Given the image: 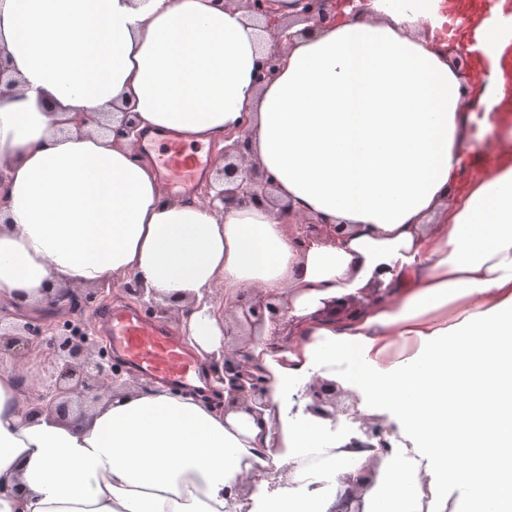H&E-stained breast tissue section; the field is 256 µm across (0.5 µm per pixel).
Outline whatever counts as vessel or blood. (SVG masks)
Listing matches in <instances>:
<instances>
[{
	"label": "vessel or blood",
	"instance_id": "vessel-or-blood-1",
	"mask_svg": "<svg viewBox=\"0 0 512 512\" xmlns=\"http://www.w3.org/2000/svg\"><path fill=\"white\" fill-rule=\"evenodd\" d=\"M159 163L171 191L182 193L195 187L208 166L201 150L161 138ZM113 346L135 369L172 382L189 381L196 361L180 341L162 325L146 322L135 310L111 308L101 317Z\"/></svg>",
	"mask_w": 512,
	"mask_h": 512
}]
</instances>
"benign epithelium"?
Wrapping results in <instances>:
<instances>
[{"label": "benign epithelium", "mask_w": 512, "mask_h": 512, "mask_svg": "<svg viewBox=\"0 0 512 512\" xmlns=\"http://www.w3.org/2000/svg\"><path fill=\"white\" fill-rule=\"evenodd\" d=\"M275 0H244L249 12L262 16L267 24L277 28L279 40H290L287 34L290 24L281 20L273 8ZM335 0H294V6L300 8V15L321 25L330 18ZM282 64L280 45H275L264 57L255 74V82L264 84L272 81L278 75ZM224 184L228 188L207 194L210 206L219 202L225 206L239 202L263 204L268 200V189L272 180L261 167L248 161L250 134L240 130L237 136L224 138ZM326 224L304 222L295 225V233L299 240L330 233ZM124 291L133 297L147 312L157 313L162 310L154 296H146L143 288L136 281L124 285ZM250 297L245 303L243 312L245 321L253 328L263 324L265 316L276 323V329L270 338V346L288 340L290 324L287 314L254 291L247 292ZM255 339L250 334L244 340L229 346L224 345V371L215 373V381L224 385L231 395L251 403L249 411L254 406H268L267 388L262 378L253 375L248 369V353L246 345ZM47 351L45 391L37 395V400L54 410L59 416L69 413L70 405L77 400L82 404L93 403L100 397V392L116 385L123 374L121 363L107 356L98 347V342L92 335L90 325L81 321L73 324L69 332L49 333L48 325L31 320L24 324H3L0 319V366L5 362L20 364L35 351ZM307 395L312 403L306 411L331 421L341 413L337 397L339 386L335 383H316L309 387ZM360 435L351 438L350 448L387 447L383 437V428L379 421L370 418L360 419L358 426ZM371 486L367 477H362L352 488L341 496L336 509L332 512H363L362 495Z\"/></svg>", "instance_id": "1"}]
</instances>
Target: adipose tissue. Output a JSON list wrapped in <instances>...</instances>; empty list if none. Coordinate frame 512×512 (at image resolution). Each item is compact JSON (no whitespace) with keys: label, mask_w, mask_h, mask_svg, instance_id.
Wrapping results in <instances>:
<instances>
[{"label":"adipose tissue","mask_w":512,"mask_h":512,"mask_svg":"<svg viewBox=\"0 0 512 512\" xmlns=\"http://www.w3.org/2000/svg\"><path fill=\"white\" fill-rule=\"evenodd\" d=\"M274 42L238 0H0V304L135 281L204 364L194 390L116 386L67 419L31 401L38 358L0 368V512H233L258 470L259 512H332L374 458L363 512H512V14L340 2L256 84ZM121 110L188 144L249 131L277 205L167 197L138 140L80 121ZM308 218L341 237L298 241ZM253 289L291 323L249 346L256 413L203 395ZM339 376L387 450L334 449L306 413Z\"/></svg>","instance_id":"adipose-tissue-1"}]
</instances>
